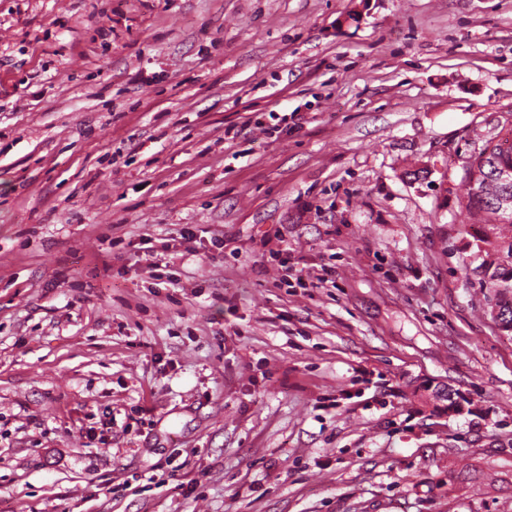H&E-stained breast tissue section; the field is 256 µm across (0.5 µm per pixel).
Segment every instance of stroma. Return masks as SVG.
Segmentation results:
<instances>
[{
  "mask_svg": "<svg viewBox=\"0 0 512 512\" xmlns=\"http://www.w3.org/2000/svg\"><path fill=\"white\" fill-rule=\"evenodd\" d=\"M511 132L512 0H0V512H512ZM488 140L468 162L466 179L475 180V188H466L465 209L476 226L466 234L472 238L465 245L468 253L463 264L467 280L484 290V299L491 318L498 328L512 335V181L509 190H501L502 199L495 194L479 191L483 181L497 182L506 168L512 171V138L494 143ZM505 170L500 181H506ZM510 199L509 202H507Z\"/></svg>",
  "mask_w": 512,
  "mask_h": 512,
  "instance_id": "stroma-1",
  "label": "stroma"
}]
</instances>
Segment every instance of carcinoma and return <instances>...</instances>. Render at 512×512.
<instances>
[{"instance_id":"cac0c4a2","label":"carcinoma","mask_w":512,"mask_h":512,"mask_svg":"<svg viewBox=\"0 0 512 512\" xmlns=\"http://www.w3.org/2000/svg\"><path fill=\"white\" fill-rule=\"evenodd\" d=\"M505 169L512 171V138L488 140L468 162L466 179L475 181L476 187L466 188L463 204L476 228L467 232L471 240L465 245L463 272L484 290L491 318L511 336L512 183L499 197L479 191L483 181H498Z\"/></svg>"}]
</instances>
